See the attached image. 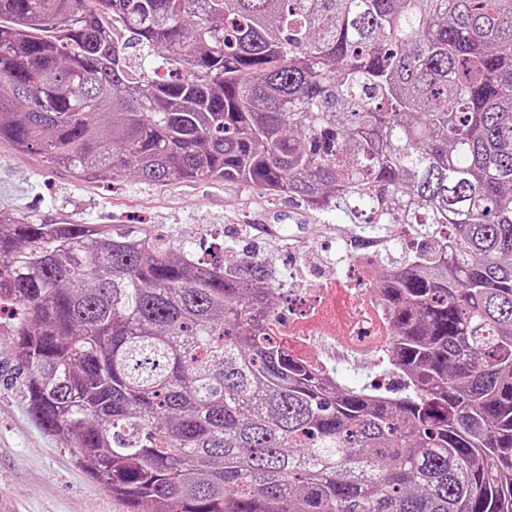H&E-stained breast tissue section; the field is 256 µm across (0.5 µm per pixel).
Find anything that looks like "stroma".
Wrapping results in <instances>:
<instances>
[{
  "label": "stroma",
  "instance_id": "stroma-1",
  "mask_svg": "<svg viewBox=\"0 0 512 512\" xmlns=\"http://www.w3.org/2000/svg\"><path fill=\"white\" fill-rule=\"evenodd\" d=\"M0 214L41 224L137 226L209 261L232 254L270 263L286 292L282 321L293 326L315 316L330 327L340 316L330 307H300L292 289L336 278L354 281L347 256L364 244H378L385 257L399 250V229L382 230L342 205L316 211L294 197L221 180L157 186L125 176L87 182L62 168L47 169L41 156L5 144ZM23 378L8 338L0 335V512H125L76 465L63 439L34 423ZM338 378L349 386L377 382L393 392L400 388L399 377L372 356L339 368Z\"/></svg>",
  "mask_w": 512,
  "mask_h": 512
}]
</instances>
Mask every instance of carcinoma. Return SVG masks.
Masks as SVG:
<instances>
[{
    "label": "carcinoma",
    "mask_w": 512,
    "mask_h": 512,
    "mask_svg": "<svg viewBox=\"0 0 512 512\" xmlns=\"http://www.w3.org/2000/svg\"><path fill=\"white\" fill-rule=\"evenodd\" d=\"M0 143L418 225L390 396L266 332V263L0 216L30 415L126 512H512V0H0Z\"/></svg>",
    "instance_id": "obj_1"
}]
</instances>
